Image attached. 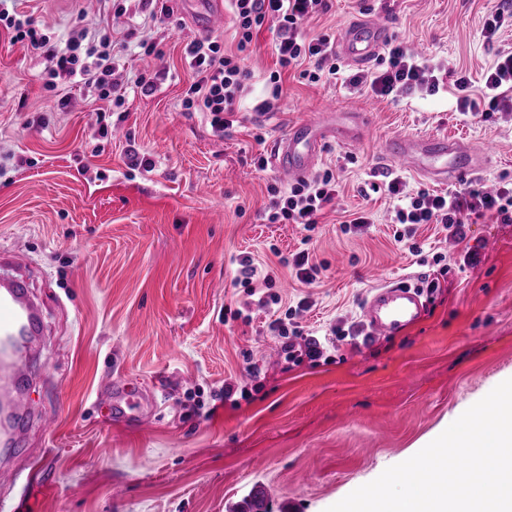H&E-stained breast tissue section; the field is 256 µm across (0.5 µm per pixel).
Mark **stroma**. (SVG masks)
Returning a JSON list of instances; mask_svg holds the SVG:
<instances>
[{"label":"stroma","instance_id":"obj_1","mask_svg":"<svg viewBox=\"0 0 512 512\" xmlns=\"http://www.w3.org/2000/svg\"><path fill=\"white\" fill-rule=\"evenodd\" d=\"M112 36L124 40L128 74L162 70L150 96H135L107 139L95 138L93 100L78 87L46 88L48 63L0 36V253L27 258L25 275L42 310L43 334L27 390L38 419L25 452L9 468L37 467L42 483L10 496L17 512H246L252 489L267 486L265 512H326L358 487L401 463L495 386L512 378V224L485 216L466 244L480 262L450 271L426 298L422 319L372 341L344 339L317 362L289 363L268 322L309 297L303 325L328 329L357 320L371 288L418 285L445 242L422 225L413 255L395 242L391 202L361 190L385 173V142L448 134L486 149V184H512V115L494 123L456 110L454 80L480 82L498 49L512 47V22L494 42L482 28L496 0H329L306 30L340 32L375 18L445 70L437 93L393 100L349 84L311 83L282 74L270 114L253 108L269 95L275 33L262 29L246 59L255 78L242 99V123L213 134L204 113L181 100L189 77L182 47L199 30L173 0L182 28L159 57L139 54L150 0H116ZM18 12L66 42L79 25L103 26L99 0H16ZM369 118L353 149L332 142L316 169L333 168L340 192L314 230L264 219L274 168L256 170L252 136L267 142L289 123L320 119L328 106ZM136 148L151 170L131 168ZM376 213L367 233L346 229L344 212ZM308 240L323 270L298 283L282 257ZM270 273L281 304L248 305L232 287L236 256ZM241 393L219 397L225 379ZM151 402L126 422L109 420L112 381ZM58 428L45 434L39 419Z\"/></svg>","mask_w":512,"mask_h":512}]
</instances>
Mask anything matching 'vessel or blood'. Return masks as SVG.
Instances as JSON below:
<instances>
[{
	"mask_svg": "<svg viewBox=\"0 0 512 512\" xmlns=\"http://www.w3.org/2000/svg\"><path fill=\"white\" fill-rule=\"evenodd\" d=\"M392 31L385 22L364 20L347 25L340 33L335 51L354 65L371 63L391 40ZM368 123L365 113L343 109L329 121H297L276 140L271 164L290 179L304 178L315 165L322 146L332 140L357 147ZM385 161L437 183L467 181L484 174L488 154L475 146L448 135H407L390 139L383 151ZM26 259L19 254H0V372L8 378L0 388V406L9 421L0 423V435L16 436L12 419L30 411V403L18 380L28 370L29 353L17 351L12 342L20 330L37 335L40 306L34 300L22 274ZM425 303L416 287L406 282H388L373 288L362 306V318L369 332L386 336L401 332L418 322Z\"/></svg>",
	"mask_w": 512,
	"mask_h": 512,
	"instance_id": "1",
	"label": "vessel or blood"
}]
</instances>
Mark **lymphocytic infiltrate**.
<instances>
[{"label":"lymphocytic infiltrate","instance_id":"lymphocytic-infiltrate-1","mask_svg":"<svg viewBox=\"0 0 512 512\" xmlns=\"http://www.w3.org/2000/svg\"><path fill=\"white\" fill-rule=\"evenodd\" d=\"M234 28L236 50L224 52L218 38L206 35L194 38L184 46V59L191 80L184 91L182 106L191 112L205 113L213 133L222 136L233 128L240 111L239 102L253 77L243 63L254 37L264 26L274 27V52L279 68L271 72V96L257 104L260 112L273 110L280 99L281 72L297 68L302 78L310 82H329L341 72L334 51L335 40L327 34L305 35L304 23L323 12L325 0H228ZM0 28L6 29L12 42L26 44L49 61L48 87L81 84L95 89L99 105L96 109L97 133L107 137V113L124 107L129 94L149 96L155 93V75L140 73L126 79L114 61L112 35L105 28L74 30L65 46H58L54 36L36 27L31 17L0 7ZM437 67L431 60L397 43L389 45L378 69L364 77L349 76L350 85L368 84L378 96L409 94L417 90L436 91L439 88ZM459 92L456 109L482 120H490L499 112H512V50L498 51L484 75L479 93H471L467 76L455 81ZM372 192H387L397 203L391 216L399 230L394 238L410 253H419L415 242L416 227L436 225L446 238L463 242L466 227L472 218L492 213L503 224H512V188L487 190L479 181L463 183L458 189L438 193L426 189L413 190L406 179L395 177L382 184H371ZM269 205L265 218L271 224H301L312 226L338 194V184L331 171L279 187L269 186ZM308 307L300 300L296 309L286 310L283 317L269 323L268 329L279 338L281 349L289 361L317 362L324 353L323 341L304 331L296 318Z\"/></svg>","mask_w":512,"mask_h":512}]
</instances>
